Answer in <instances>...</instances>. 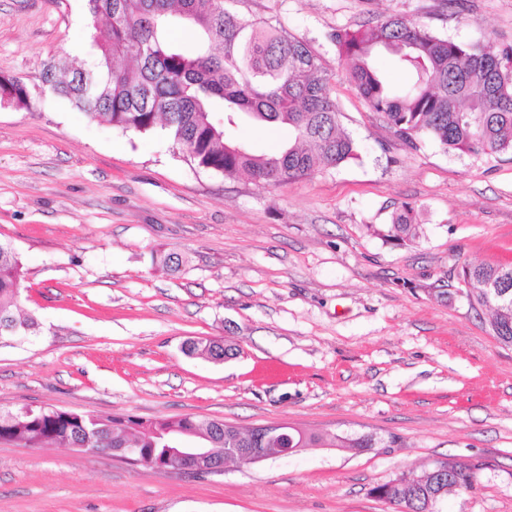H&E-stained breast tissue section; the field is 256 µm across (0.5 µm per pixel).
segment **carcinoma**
<instances>
[{
  "instance_id": "carcinoma-1",
  "label": "carcinoma",
  "mask_w": 512,
  "mask_h": 512,
  "mask_svg": "<svg viewBox=\"0 0 512 512\" xmlns=\"http://www.w3.org/2000/svg\"><path fill=\"white\" fill-rule=\"evenodd\" d=\"M234 0H86L93 28L92 58L73 67L58 60L44 68L43 85L92 120L124 133L150 134L160 127L197 167L227 178L244 172L263 186H279L359 158L357 143L341 129V112L332 98L329 78L308 43L261 19L240 16L228 7ZM199 36L195 50L182 49L170 37L172 18ZM349 62V79L384 115L393 132L415 145L429 139L446 151L512 152V48L495 54L479 44L462 45L433 33L423 23L389 16L367 30L331 34ZM394 53V67L407 75L392 84L373 63L381 51ZM28 84L0 77V103L31 106ZM249 121L286 126L293 140L258 153L235 140L234 127ZM385 237L397 242L419 237L414 208L397 209ZM461 278L470 301L491 311L492 335L512 345V293L500 297L492 285L512 283V266L465 265ZM23 285L20 254L0 241V324L39 330L38 320L18 313ZM185 351L205 358L224 355V341L187 343ZM192 431L228 448V429L186 415L144 421L130 415H84L46 407L32 416L21 409L0 411V439L22 448H72L77 443L101 453L143 448L153 462L173 467L170 439ZM309 444L337 448H373L372 438L347 440L309 435ZM456 492L475 489L477 468L454 462ZM422 477L400 482L384 500L418 512Z\"/></svg>"
}]
</instances>
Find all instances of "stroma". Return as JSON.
<instances>
[{"label":"stroma","instance_id":"1","mask_svg":"<svg viewBox=\"0 0 512 512\" xmlns=\"http://www.w3.org/2000/svg\"><path fill=\"white\" fill-rule=\"evenodd\" d=\"M320 56L357 160L278 187L200 169L163 132L124 134L41 92L90 58L86 0H0V74L39 88L0 105V240L19 251L38 335L0 348V410L56 407L241 429L288 422L372 437L220 476L0 441V512H398L375 487L449 459L478 465L440 512H512V345L472 307L466 264L512 265V153L410 147L330 41L397 14L512 47V0H236ZM419 239L378 236L402 204ZM181 270L155 269V251ZM221 337L237 355L187 356Z\"/></svg>","mask_w":512,"mask_h":512}]
</instances>
